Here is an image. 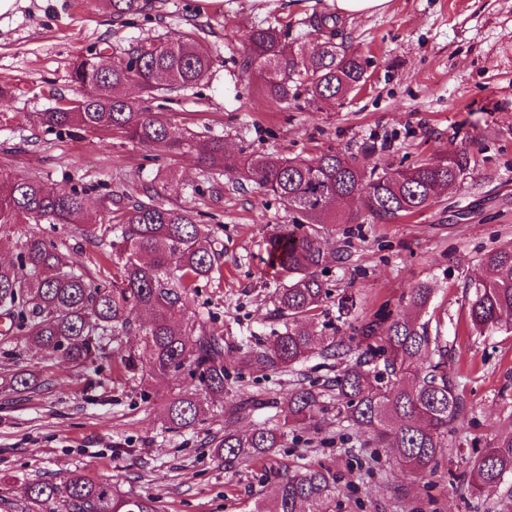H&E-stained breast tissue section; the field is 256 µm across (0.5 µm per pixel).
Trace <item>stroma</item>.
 <instances>
[{
  "label": "stroma",
  "mask_w": 512,
  "mask_h": 512,
  "mask_svg": "<svg viewBox=\"0 0 512 512\" xmlns=\"http://www.w3.org/2000/svg\"><path fill=\"white\" fill-rule=\"evenodd\" d=\"M326 7L327 0H151L120 22L87 0H17L0 15V171L89 187L91 224L101 222L106 195L145 186L164 203L210 214L223 267L191 292L188 314L224 338L225 391L260 401L231 421L222 403H206L194 430L176 432L162 408L197 389L188 374L129 379L108 359L78 368L22 337L0 338V512H35L29 482L77 471L130 496H154L161 512H248L280 472L307 464L335 473L336 512H512V479L478 494L468 483L475 458L512 415V332L476 336L467 327L468 285L481 275V256L512 247V0H390L383 12L341 21L336 41L366 61L365 83L335 104L272 105L259 69L242 67L250 32L277 27L309 52L308 22ZM190 31L207 45L211 72L168 109L177 128L196 132V152L157 157L109 133L57 134L39 123L58 98H76L78 57L117 59L142 34L175 41ZM214 137L234 155L333 150L389 170L449 149L466 153L462 181L422 212L391 224L328 226L321 278L330 295L306 323L346 339L353 326L337 319L341 290L352 291L359 316L368 317L384 304L407 311L410 288L430 285L427 317L445 339L468 407L430 474H411L394 449L367 445L338 422L332 402L269 457L232 467L214 457L211 442L224 431L282 422L294 384L335 374L316 355L291 373L241 369L249 351L288 324L277 309L288 275L268 265L267 248L293 215L234 172L203 168L198 155ZM33 236L76 252L95 281L111 279L102 250L70 224L14 225L0 258L15 259ZM21 368L37 375L34 390L9 387Z\"/></svg>",
  "instance_id": "1"
}]
</instances>
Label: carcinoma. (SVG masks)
<instances>
[{"instance_id": "cac0c4a2", "label": "carcinoma", "mask_w": 512, "mask_h": 512, "mask_svg": "<svg viewBox=\"0 0 512 512\" xmlns=\"http://www.w3.org/2000/svg\"><path fill=\"white\" fill-rule=\"evenodd\" d=\"M113 18L144 11L149 0H96ZM336 20L317 18L312 33L322 49L306 54L282 41L269 26L249 35L250 55L245 69L259 63L264 71L268 100L283 105L308 95L311 105L346 96L365 82L362 59L335 42ZM211 57L201 40L188 34L178 41L158 36L139 39L128 57L104 65L82 56L71 78L80 91L76 105L39 113L50 130L72 128L112 131L160 153L190 152L194 134L181 131L166 112L141 106L144 97L159 94L170 100L181 90L206 79ZM206 167L241 169L246 178L277 197L294 220L268 242L273 267L291 274L278 294V309L291 324L244 361L256 371L290 372L308 355L319 354L344 369L327 388L294 387L284 401L283 424L259 426L248 433L224 432L212 441L214 455L232 464L260 459L283 447L288 426L312 421L324 410L325 396L335 394L337 417L366 434L377 445L395 449L401 466L414 474L433 470L448 432L465 419L466 404L445 358L440 334L430 335L418 322L431 288L417 284L408 295L415 315L381 309L354 328L345 342L319 336L303 321L314 315L329 292L319 270L328 259L321 237L338 222L336 200L363 194L362 211L376 223L390 224L432 204L437 189L460 183L468 168L467 156L448 150L412 167L378 172L352 155L323 152L312 158L228 157L224 142L215 139L201 158ZM87 190L50 187L40 179L16 178L0 172V232L14 224H73L88 237L96 229L85 223ZM107 227L112 236L109 259L112 287L87 278L84 264L63 252L55 241L31 237L17 261L0 263V316L9 321L6 333L24 336L35 345L61 354L80 366L109 356L116 368L133 375L185 372L201 390L224 402V415L239 416L259 400L237 399L224 393V338L187 317L188 295L197 283L220 272L222 250L214 228L202 214L166 205L144 191V199L123 204L110 200ZM482 277L468 303L467 320L479 335L512 330V247L485 253ZM135 311L149 314L133 328ZM136 330L143 347L127 351L120 336ZM438 360L423 366L428 352ZM37 378L24 370L10 379L15 391L35 388ZM205 413L196 392L168 401L163 414L174 431L194 428ZM512 476V431L493 441L470 471V486L480 491ZM28 499L48 512H160L152 496L128 497L108 483L73 473L60 483L34 481ZM336 476L322 466H302L281 475L270 498L254 500L249 512H334Z\"/></svg>"}]
</instances>
